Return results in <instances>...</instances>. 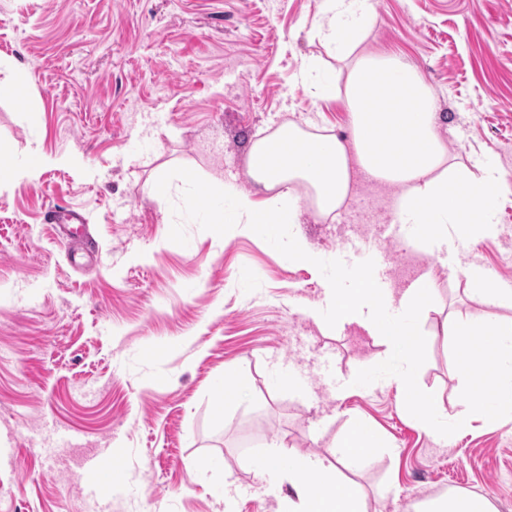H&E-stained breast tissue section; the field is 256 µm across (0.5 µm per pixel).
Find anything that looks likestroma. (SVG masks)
<instances>
[{
    "label": "stroma",
    "instance_id": "35a3bbf8",
    "mask_svg": "<svg viewBox=\"0 0 512 512\" xmlns=\"http://www.w3.org/2000/svg\"><path fill=\"white\" fill-rule=\"evenodd\" d=\"M372 2L361 52L418 69L453 161L493 159L504 176L497 224L446 256L382 238L396 190L360 173L337 215L304 211L291 230L321 259L353 265L372 250L395 293L432 272L418 379L451 406L464 381L444 321L512 315L466 276L476 266L512 285V0ZM322 10V0H0V144L11 149L0 166L35 148L48 158L36 179L0 192V512H94V462L128 476L106 512H278L288 488L270 491L249 458L280 441L328 457L359 418L385 440L345 472L367 512H414L451 490L512 512V426L484 419L440 441L388 379L353 385L383 342L352 318L333 328L320 318L329 285L314 265L207 223L193 204L194 185L253 191L249 149L281 125L347 133L344 96L315 98L299 80L310 58L337 85L349 73L313 34ZM19 84L38 108L14 96ZM53 204L86 219L83 268L44 220ZM228 367L250 383L229 407L218 395ZM288 370L296 386H277Z\"/></svg>",
    "mask_w": 512,
    "mask_h": 512
}]
</instances>
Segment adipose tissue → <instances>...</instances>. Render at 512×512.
<instances>
[{
	"mask_svg": "<svg viewBox=\"0 0 512 512\" xmlns=\"http://www.w3.org/2000/svg\"><path fill=\"white\" fill-rule=\"evenodd\" d=\"M372 14L371 0H324L315 25L316 37L338 59L355 61L344 92L349 139L316 135L290 124L256 140L246 168L263 197L225 182L221 203L207 208L209 223L274 233L280 225L297 223L299 185L305 187L315 215L328 218L348 199L352 173L358 170L396 188L402 237L429 254L447 248L449 233L492 230L493 189L501 183L500 171L488 161L475 177L450 161L437 127L434 96L413 66L383 53L359 54ZM383 445L379 430L358 419L334 455L340 461H358ZM252 463L263 476L292 487L294 496L283 503L282 512H366L358 489L341 483L336 468L323 459L280 444Z\"/></svg>",
	"mask_w": 512,
	"mask_h": 512,
	"instance_id": "obj_1",
	"label": "adipose tissue"
}]
</instances>
